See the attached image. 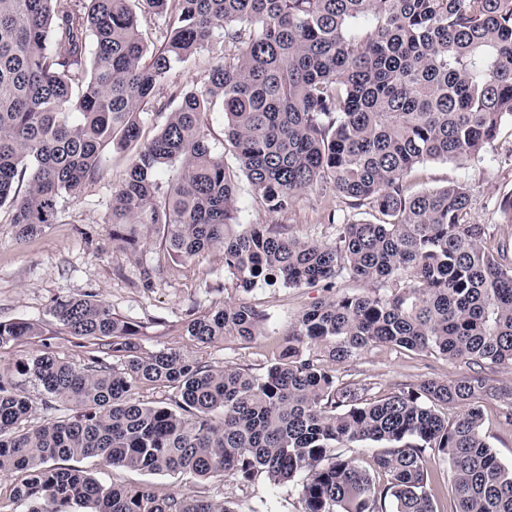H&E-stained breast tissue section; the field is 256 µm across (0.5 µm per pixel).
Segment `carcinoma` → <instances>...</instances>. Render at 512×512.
Wrapping results in <instances>:
<instances>
[{
	"mask_svg": "<svg viewBox=\"0 0 512 512\" xmlns=\"http://www.w3.org/2000/svg\"><path fill=\"white\" fill-rule=\"evenodd\" d=\"M148 15L164 21L156 50L141 34ZM215 36L231 53L144 137V113L170 72ZM216 109L235 167L210 141ZM506 123L512 0H0V207L18 238L55 223L65 200L99 179L105 154L129 151L105 223L132 254L135 227L160 226L173 261L221 249L244 290L280 280L331 291L262 374L201 356L219 340L268 335L267 315L252 307L186 320L194 356L144 355L146 324L91 293L56 301L55 323L91 355L81 367L51 352L12 367L38 382L45 407L71 404L66 420L28 425L32 400L0 373V472L20 474L9 501L27 512H237L193 493L106 486L68 465L100 457L244 486L298 478L304 512H436L424 467L434 449L449 465L452 512H512V467L483 433L479 405L490 393L512 408V388L474 370L371 397L326 364L386 343L512 368V257L465 219L466 186L405 188L427 161L479 155ZM164 169L173 170L165 183ZM241 174L274 213L329 184L379 218L336 225L330 243L243 224ZM346 277L397 292L333 291ZM40 335L37 322H0V348ZM140 386L171 390L169 405L135 400ZM448 405L464 412L450 420L439 412ZM367 443L384 445L381 487L342 452Z\"/></svg>",
	"mask_w": 512,
	"mask_h": 512,
	"instance_id": "1",
	"label": "carcinoma"
}]
</instances>
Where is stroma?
Masks as SVG:
<instances>
[{
    "label": "stroma",
    "mask_w": 512,
    "mask_h": 512,
    "mask_svg": "<svg viewBox=\"0 0 512 512\" xmlns=\"http://www.w3.org/2000/svg\"><path fill=\"white\" fill-rule=\"evenodd\" d=\"M213 63V49L207 46L192 60L175 67L159 91L158 102L176 108L183 94L207 85ZM128 162V154H107L99 181L79 197L66 200L56 223L26 239L18 238L7 209H0V321L24 318L42 326L41 335L1 347L0 367L45 351L82 364L84 348L77 346L75 338L60 333L49 309L54 301L92 293L114 312L147 325V333L140 339L145 354L163 349L194 353V346L178 330L193 312L233 303L263 311L269 316L267 337L249 343L217 342L206 352L215 367L263 373L283 348L292 324L315 302L326 298V289L319 283L291 288L260 282L246 291L225 274L222 251L177 264L169 258L157 233L151 235L141 257H132L121 242L112 240L105 222L112 193L126 178ZM457 183L470 191V218L486 225L487 246H512V221L499 208L502 197L512 192L511 125H503L494 142L477 157L424 163L413 175L411 188L418 192ZM238 194L244 223L272 224L301 239L329 242L336 236L337 225L372 217L371 210L350 207L329 186L301 194L281 213L268 211L246 177L238 179ZM147 264L153 269L148 282L143 279ZM471 370V365L459 359L384 343L336 368L345 379L372 383L377 395L390 393L401 383L456 379ZM481 405L484 433L498 457L512 464V423L504 418V402L487 395ZM78 465L106 484L145 483L161 494L198 493L217 501H232L238 512L303 510L293 483L274 485L261 479L243 486L231 476L202 481L189 474L115 469L97 457L79 460Z\"/></svg>",
    "instance_id": "35a3bbf8"
}]
</instances>
